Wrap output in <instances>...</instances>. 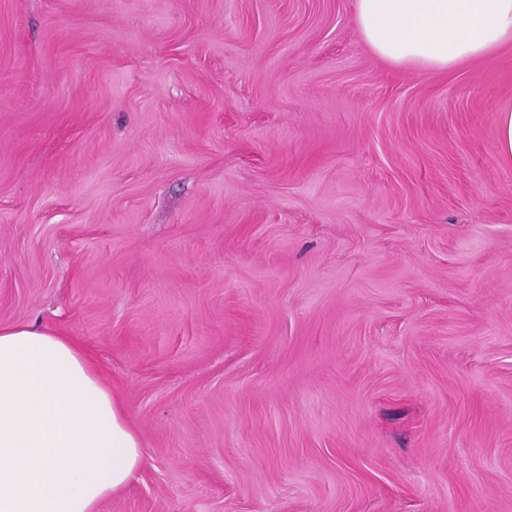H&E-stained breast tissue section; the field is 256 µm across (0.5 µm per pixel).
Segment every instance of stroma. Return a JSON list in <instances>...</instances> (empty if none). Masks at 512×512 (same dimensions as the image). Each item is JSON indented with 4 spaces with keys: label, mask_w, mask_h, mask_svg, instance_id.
<instances>
[{
    "label": "stroma",
    "mask_w": 512,
    "mask_h": 512,
    "mask_svg": "<svg viewBox=\"0 0 512 512\" xmlns=\"http://www.w3.org/2000/svg\"><path fill=\"white\" fill-rule=\"evenodd\" d=\"M354 0H0V324L144 464L99 512H512V48L422 75ZM498 113V150L502 160L512 163V106L500 107Z\"/></svg>",
    "instance_id": "obj_1"
}]
</instances>
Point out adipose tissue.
Returning a JSON list of instances; mask_svg holds the SVG:
<instances>
[{
	"label": "adipose tissue",
	"instance_id": "obj_1",
	"mask_svg": "<svg viewBox=\"0 0 512 512\" xmlns=\"http://www.w3.org/2000/svg\"><path fill=\"white\" fill-rule=\"evenodd\" d=\"M380 60L421 74L512 45V0H355ZM143 463L98 368L57 330L0 325V512H98Z\"/></svg>",
	"mask_w": 512,
	"mask_h": 512
}]
</instances>
